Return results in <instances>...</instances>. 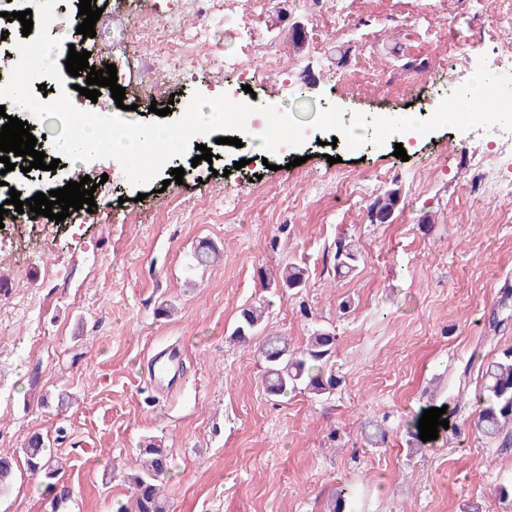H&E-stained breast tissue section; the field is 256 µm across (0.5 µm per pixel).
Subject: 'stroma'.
<instances>
[{
  "label": "stroma",
  "mask_w": 512,
  "mask_h": 512,
  "mask_svg": "<svg viewBox=\"0 0 512 512\" xmlns=\"http://www.w3.org/2000/svg\"><path fill=\"white\" fill-rule=\"evenodd\" d=\"M347 2L371 48L360 64L334 36L333 9L316 16L304 0H273L238 25L216 13L211 38L194 50L203 67L182 76L143 71L131 57L138 17L171 15L178 29L194 28L180 0H98L93 42L100 59L129 57L125 102L146 122L156 118L150 105L176 119L194 93L241 82L257 102H324L348 121L406 116L420 99L447 98L452 18L465 15L478 39L489 30V14L466 15V0ZM413 19L431 39L406 29ZM242 28L258 46L274 41L279 65L267 66L258 49L246 70L225 69ZM346 67L350 79L336 82ZM507 135L415 134L404 160L391 141L351 151L310 137L265 156L209 135L211 162L195 163L189 148L182 184L165 171L139 189L116 160L85 162L86 175H112L97 190L94 222L33 253L0 243V450L37 431L66 462L51 480L17 470L0 512H117L149 439L169 452L168 512H323L347 483V512H512V499L497 497L512 484V447L481 433L475 400L483 364L512 346V197L468 191L475 164ZM332 156L365 201L325 183ZM229 159L245 165L224 173ZM391 188L400 191L392 217L370 223L371 201ZM343 238L361 250L347 274L334 266ZM203 243L220 258L201 267L194 254ZM291 263L308 270L301 287L278 284ZM262 303L263 334L292 348L316 328L335 331L332 396L266 394L257 343L233 336L240 311ZM170 346L183 353L181 382L159 395L147 366ZM64 389L71 405L57 401ZM443 404L452 407L448 429L428 452L409 455L415 419ZM378 429L385 440L375 446L368 436Z\"/></svg>",
  "instance_id": "obj_1"
}]
</instances>
